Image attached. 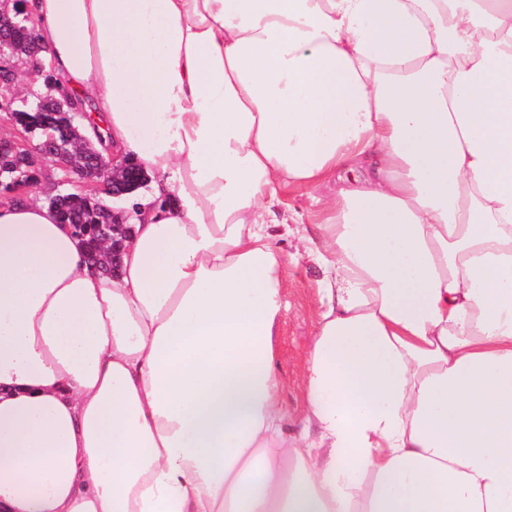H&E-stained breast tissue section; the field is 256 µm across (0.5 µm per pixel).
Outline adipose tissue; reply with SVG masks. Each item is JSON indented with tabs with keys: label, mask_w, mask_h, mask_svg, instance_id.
Here are the masks:
<instances>
[{
	"label": "adipose tissue",
	"mask_w": 512,
	"mask_h": 512,
	"mask_svg": "<svg viewBox=\"0 0 512 512\" xmlns=\"http://www.w3.org/2000/svg\"><path fill=\"white\" fill-rule=\"evenodd\" d=\"M152 178L116 274L0 200V512H512V0H26ZM300 431L280 191L319 188Z\"/></svg>",
	"instance_id": "adipose-tissue-1"
}]
</instances>
